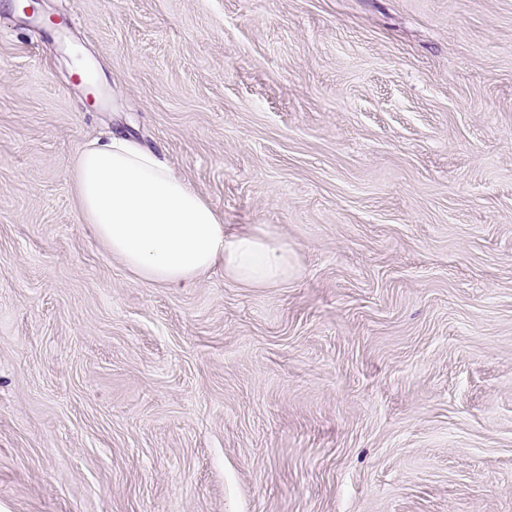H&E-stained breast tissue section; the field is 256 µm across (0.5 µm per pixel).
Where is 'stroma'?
<instances>
[{
  "mask_svg": "<svg viewBox=\"0 0 512 512\" xmlns=\"http://www.w3.org/2000/svg\"><path fill=\"white\" fill-rule=\"evenodd\" d=\"M0 0V512H512V0ZM121 134L297 273L138 282Z\"/></svg>",
  "mask_w": 512,
  "mask_h": 512,
  "instance_id": "1",
  "label": "stroma"
}]
</instances>
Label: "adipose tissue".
<instances>
[{
    "label": "adipose tissue",
    "instance_id": "adipose-tissue-1",
    "mask_svg": "<svg viewBox=\"0 0 512 512\" xmlns=\"http://www.w3.org/2000/svg\"><path fill=\"white\" fill-rule=\"evenodd\" d=\"M76 171L83 214L140 282L188 288L220 268L240 286L278 288L294 275L293 253L271 226L225 233L202 194L125 138L92 143Z\"/></svg>",
    "mask_w": 512,
    "mask_h": 512
}]
</instances>
